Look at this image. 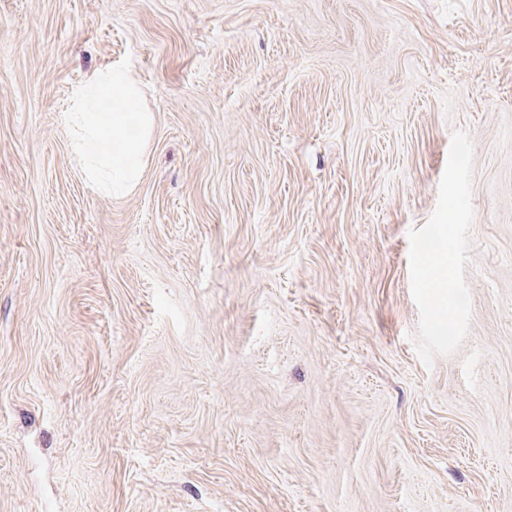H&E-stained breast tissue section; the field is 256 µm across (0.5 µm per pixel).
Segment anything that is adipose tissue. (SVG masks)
I'll return each instance as SVG.
<instances>
[{
  "mask_svg": "<svg viewBox=\"0 0 512 512\" xmlns=\"http://www.w3.org/2000/svg\"><path fill=\"white\" fill-rule=\"evenodd\" d=\"M76 99L69 118L79 132L74 149L88 179L108 194L132 191L141 180L154 126L153 114L139 106L138 82L124 69L98 70Z\"/></svg>",
  "mask_w": 512,
  "mask_h": 512,
  "instance_id": "ef3b65f1",
  "label": "adipose tissue"
}]
</instances>
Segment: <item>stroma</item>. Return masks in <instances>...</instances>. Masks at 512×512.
Wrapping results in <instances>:
<instances>
[{"label":"stroma","instance_id":"1","mask_svg":"<svg viewBox=\"0 0 512 512\" xmlns=\"http://www.w3.org/2000/svg\"><path fill=\"white\" fill-rule=\"evenodd\" d=\"M105 68L155 114L120 197L63 119ZM0 512H512V0H0Z\"/></svg>","mask_w":512,"mask_h":512}]
</instances>
